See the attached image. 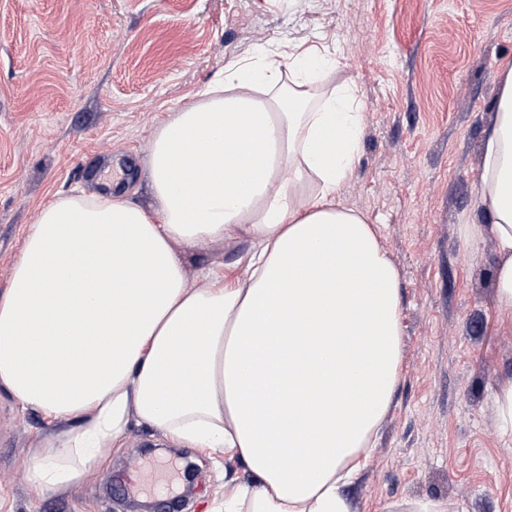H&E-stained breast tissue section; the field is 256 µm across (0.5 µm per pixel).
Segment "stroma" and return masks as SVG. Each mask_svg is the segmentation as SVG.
I'll list each match as a JSON object with an SVG mask.
<instances>
[{"mask_svg":"<svg viewBox=\"0 0 512 512\" xmlns=\"http://www.w3.org/2000/svg\"><path fill=\"white\" fill-rule=\"evenodd\" d=\"M327 48L355 87L359 156L339 201L376 224L401 275L393 406L346 490L354 512H512V447L494 395L512 380V314L479 224L483 143L512 61V0H0V291L55 197L145 205L155 127L257 47ZM246 239L175 245L188 279L236 269ZM48 425L0 390V512H219L223 452L131 420L100 472L35 495L26 466Z\"/></svg>","mask_w":512,"mask_h":512,"instance_id":"35a3bbf8","label":"stroma"}]
</instances>
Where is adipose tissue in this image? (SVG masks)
<instances>
[{
	"label": "adipose tissue",
	"mask_w": 512,
	"mask_h": 512,
	"mask_svg": "<svg viewBox=\"0 0 512 512\" xmlns=\"http://www.w3.org/2000/svg\"><path fill=\"white\" fill-rule=\"evenodd\" d=\"M328 50L258 49L156 126L150 207L58 197L0 292V389L53 428L28 483L86 480L138 418L221 448L246 479L224 512H351L345 487L392 407L400 272L376 225L337 195L358 156L354 87L315 98ZM469 238L496 245L512 312V63L500 76ZM204 146L202 169L192 151ZM252 242L244 276L191 287L174 249Z\"/></svg>",
	"instance_id": "ef3b65f1"
}]
</instances>
